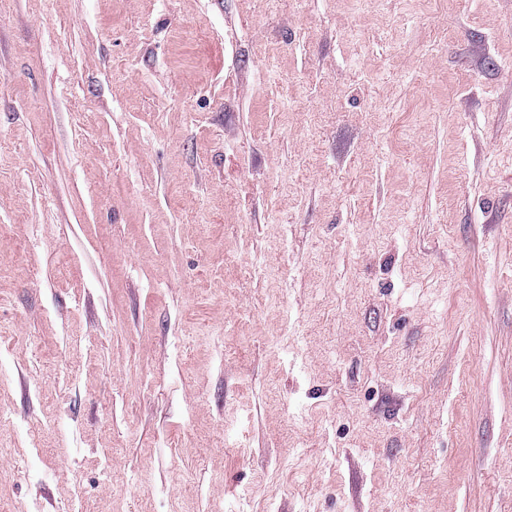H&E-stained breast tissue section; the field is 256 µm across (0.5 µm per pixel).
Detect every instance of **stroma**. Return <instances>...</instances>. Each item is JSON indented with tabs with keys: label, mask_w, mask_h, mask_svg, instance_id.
Segmentation results:
<instances>
[{
	"label": "stroma",
	"mask_w": 512,
	"mask_h": 512,
	"mask_svg": "<svg viewBox=\"0 0 512 512\" xmlns=\"http://www.w3.org/2000/svg\"><path fill=\"white\" fill-rule=\"evenodd\" d=\"M0 512H512V0H0Z\"/></svg>",
	"instance_id": "stroma-1"
}]
</instances>
